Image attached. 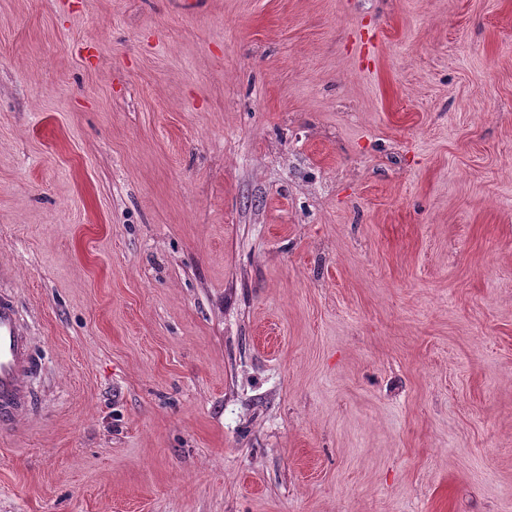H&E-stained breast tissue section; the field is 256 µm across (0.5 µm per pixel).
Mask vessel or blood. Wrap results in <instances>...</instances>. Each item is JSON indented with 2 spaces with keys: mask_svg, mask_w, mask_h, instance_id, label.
<instances>
[{
  "mask_svg": "<svg viewBox=\"0 0 512 512\" xmlns=\"http://www.w3.org/2000/svg\"><path fill=\"white\" fill-rule=\"evenodd\" d=\"M34 367L26 329L13 300L0 296V431L14 429L25 412L26 380Z\"/></svg>",
  "mask_w": 512,
  "mask_h": 512,
  "instance_id": "vessel-or-blood-1",
  "label": "vessel or blood"
}]
</instances>
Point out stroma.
I'll return each instance as SVG.
<instances>
[{
	"instance_id": "stroma-1",
	"label": "stroma",
	"mask_w": 512,
	"mask_h": 512,
	"mask_svg": "<svg viewBox=\"0 0 512 512\" xmlns=\"http://www.w3.org/2000/svg\"><path fill=\"white\" fill-rule=\"evenodd\" d=\"M0 512H512V0H0ZM26 329L13 300L0 296V431L14 429L25 414L26 380L34 368Z\"/></svg>"
}]
</instances>
